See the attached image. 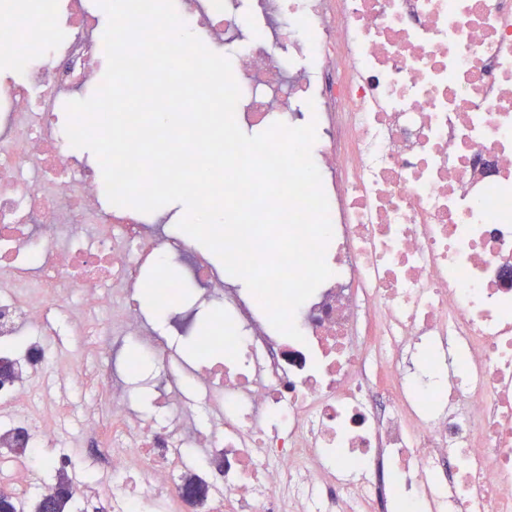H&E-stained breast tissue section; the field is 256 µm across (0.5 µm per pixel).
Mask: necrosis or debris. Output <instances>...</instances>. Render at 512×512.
<instances>
[{
    "instance_id": "1",
    "label": "necrosis or debris",
    "mask_w": 512,
    "mask_h": 512,
    "mask_svg": "<svg viewBox=\"0 0 512 512\" xmlns=\"http://www.w3.org/2000/svg\"><path fill=\"white\" fill-rule=\"evenodd\" d=\"M232 68L240 129L316 120L332 275L279 333L253 294L150 215L104 204L58 121L91 87L104 29L87 0L31 13L0 0V439L53 447L80 413L112 468L104 512H512V0H178ZM178 256L224 308L206 337L225 361L181 369L136 294L145 265ZM79 297L65 304L67 286ZM97 353L137 344L163 365L159 412H135L116 375L50 360L53 315ZM111 394L73 408L40 392ZM39 463L0 467L27 497ZM202 479L204 498L188 494Z\"/></svg>"
}]
</instances>
